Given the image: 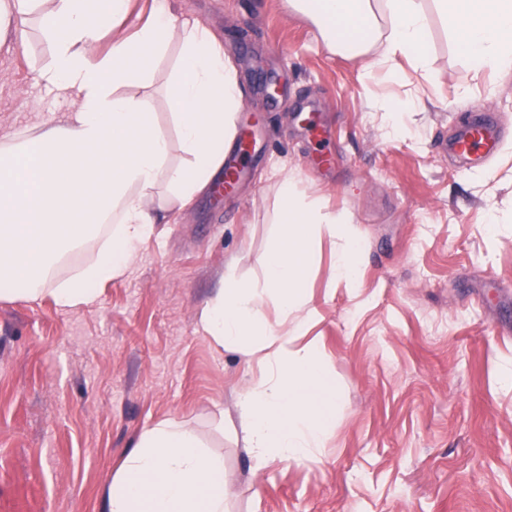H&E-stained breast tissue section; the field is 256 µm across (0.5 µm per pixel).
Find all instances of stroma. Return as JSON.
<instances>
[{
    "label": "stroma",
    "instance_id": "35a3bbf8",
    "mask_svg": "<svg viewBox=\"0 0 512 512\" xmlns=\"http://www.w3.org/2000/svg\"><path fill=\"white\" fill-rule=\"evenodd\" d=\"M172 4L237 65L259 120L253 171L222 202L204 192L158 225L93 303L0 299V512H102L124 456L169 419L223 454L227 512H512V74L472 72L432 5L417 71L331 53L284 0ZM49 57L36 27L26 46L0 47V134L67 111L34 82ZM178 62L174 43L148 91L172 141L163 85ZM476 104L500 143L471 162L446 144ZM312 123L337 141L332 163ZM285 177L359 235L361 265L356 285L335 281L342 239L314 246L305 336L335 379V426L312 464L256 474L235 408L252 371L199 315L228 271L262 280Z\"/></svg>",
    "mask_w": 512,
    "mask_h": 512
}]
</instances>
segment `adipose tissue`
I'll use <instances>...</instances> for the list:
<instances>
[{
	"instance_id": "ef3b65f1",
	"label": "adipose tissue",
	"mask_w": 512,
	"mask_h": 512,
	"mask_svg": "<svg viewBox=\"0 0 512 512\" xmlns=\"http://www.w3.org/2000/svg\"><path fill=\"white\" fill-rule=\"evenodd\" d=\"M423 0H288L320 30L326 45L370 54L377 35L393 57L425 68L427 18ZM473 72L512 70V0H434ZM127 0H0V44L23 45L37 20L52 46L35 81L67 98L63 120L28 134L0 136V298H37L56 268L87 242L92 259L52 285L63 308L91 303L102 283L122 275L138 248L172 211L211 188L234 139L243 92L235 64L206 25L178 21L167 0L134 34L116 31ZM111 34L106 53L97 44ZM180 64L166 96L177 144L157 132L148 104L135 88L153 78L155 60L172 40ZM182 161H173L172 147ZM278 231L261 256L264 278L245 285L228 279L201 311L204 331L217 347L257 363L260 374L243 388L236 410L245 450L260 472L280 461L302 466L323 447L336 413V384L316 341L300 343L289 320L307 314L302 266L322 234L344 236L335 275L358 277L359 237L323 212L296 183L279 189ZM278 313L276 326L263 317ZM224 458L205 448L194 431L174 420L146 429L103 492L104 512H224Z\"/></svg>"
}]
</instances>
